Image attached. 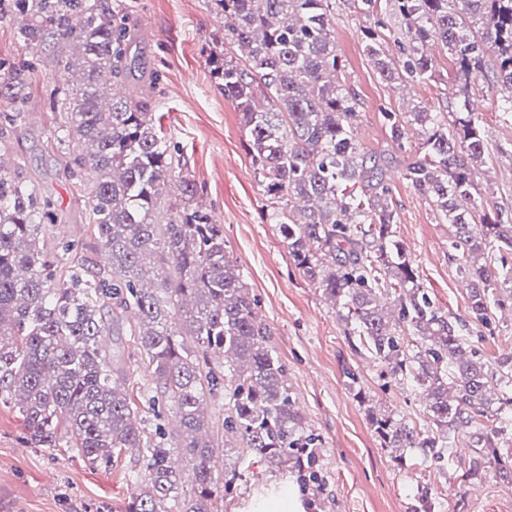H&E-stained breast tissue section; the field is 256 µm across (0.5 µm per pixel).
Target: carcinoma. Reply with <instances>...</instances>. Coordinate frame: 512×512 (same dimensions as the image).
<instances>
[{
    "instance_id": "1",
    "label": "carcinoma",
    "mask_w": 512,
    "mask_h": 512,
    "mask_svg": "<svg viewBox=\"0 0 512 512\" xmlns=\"http://www.w3.org/2000/svg\"><path fill=\"white\" fill-rule=\"evenodd\" d=\"M401 17L407 59L384 54L376 33L365 50L390 82L433 76L429 37L453 59L459 107L414 109L423 143L403 157L404 176L435 217L455 228L448 262L467 283L469 319L451 317L425 292L412 258L396 239L386 173L392 151L364 152L355 139L357 99L339 79L336 0H210L224 28L212 66L224 99L240 112L247 147L273 223L302 274L318 285L346 325L354 351L381 367L380 390L409 385L422 419L369 412L386 448L402 459L454 461L469 440L461 477L493 468L512 486V354L489 362L470 348V323L487 324L512 300V221L505 211L477 218L475 170L484 142L471 107L478 76L502 93L512 120V0H391ZM18 22L21 46L54 56L69 78L51 93L59 114L56 153L90 206L93 244L50 241L53 202L37 197L20 164L1 160L4 133L24 113L0 112V400L15 401L24 439L35 448H76L93 468L121 455L143 462L140 489L125 512H214L213 501L248 498L261 512L291 483L306 491V512L322 507L318 439L307 432L286 370L257 315L258 301L230 258L224 225L199 210L185 185L171 197L179 165L151 112L159 80L129 55L123 6L107 0H0V19ZM496 50L493 63L486 48ZM30 94L20 73L0 71V96L19 106ZM391 139L405 149L404 126L389 112ZM102 254L106 264L93 256ZM393 296L395 310L384 297ZM127 330L130 352L103 337ZM224 356V370L210 366ZM152 384L137 386L139 366ZM223 401L224 435L241 452L232 476H214L218 440L204 409ZM179 416L175 448L192 465L185 495L171 464L163 404ZM271 465L273 480L246 491L248 458ZM417 487L411 512H434Z\"/></svg>"
}]
</instances>
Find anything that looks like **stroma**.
Wrapping results in <instances>:
<instances>
[{"instance_id": "1", "label": "stroma", "mask_w": 512, "mask_h": 512, "mask_svg": "<svg viewBox=\"0 0 512 512\" xmlns=\"http://www.w3.org/2000/svg\"><path fill=\"white\" fill-rule=\"evenodd\" d=\"M124 2L140 51L160 76L155 112L181 157L175 174L192 184L204 211L223 224L229 255L258 301L296 404L321 440V512H409L420 483L432 488L436 512H512V487H505L495 471L467 482L445 463H425L416 456L397 464L394 451L382 447L368 407L413 418L418 404L406 387L379 390V367L351 348L335 309L295 266L278 225L271 223L244 148L241 117L212 74L210 49L218 22L206 0ZM368 27L381 34L384 52L399 55L400 18L388 0H378L370 15L360 13L353 0H341L334 25L339 78L359 100V145L380 152L392 146L387 113L406 119L415 109L454 110L456 82L447 48L433 38L427 46L434 77L413 82L410 92H402L400 85L380 77L368 57L363 41ZM25 76L31 91L23 107L25 119L11 134L10 153L21 157L37 192L51 196L67 216L66 223L49 225V233L84 241L89 237V204L63 175L51 149L55 114L50 92L62 85L64 72L56 59L47 57ZM500 103V95L479 84L475 106L487 151L475 176L474 198L490 216L500 207L512 208V123L500 118ZM389 183L398 216L396 237L427 294L442 310L466 317L467 291L448 262L451 226L437 223L400 164L391 165ZM469 342L488 359L512 354V311H497L489 325L472 326ZM349 369L358 373L365 399L350 389ZM143 476L141 464L130 456L117 467L93 469L77 450L28 447L17 409L0 402V512H123Z\"/></svg>"}]
</instances>
